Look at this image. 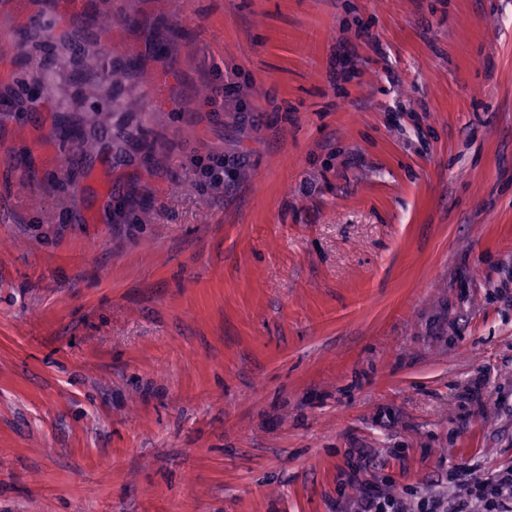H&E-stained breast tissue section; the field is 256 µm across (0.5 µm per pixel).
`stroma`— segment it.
Returning <instances> with one entry per match:
<instances>
[{
    "instance_id": "1",
    "label": "stroma",
    "mask_w": 512,
    "mask_h": 512,
    "mask_svg": "<svg viewBox=\"0 0 512 512\" xmlns=\"http://www.w3.org/2000/svg\"><path fill=\"white\" fill-rule=\"evenodd\" d=\"M25 25L0 0V88ZM60 28L45 106L0 120V512H344L362 448L409 499L512 467V0H86ZM88 49L139 62L159 150L83 124L73 196L32 207L11 155L50 177ZM220 154L247 164L219 196ZM144 185L138 234L104 198Z\"/></svg>"
}]
</instances>
